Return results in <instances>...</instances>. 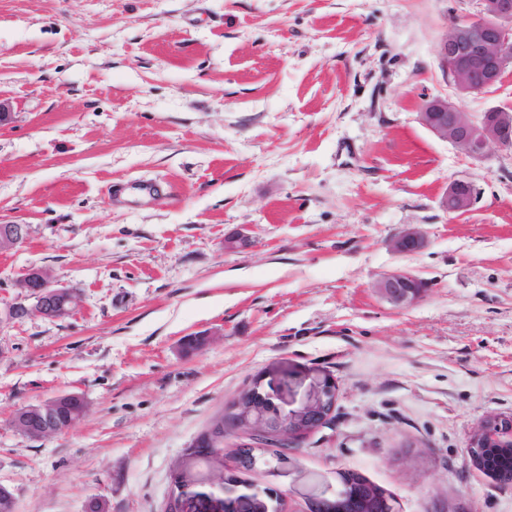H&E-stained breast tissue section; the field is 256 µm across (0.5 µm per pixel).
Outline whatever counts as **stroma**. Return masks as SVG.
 <instances>
[{"mask_svg":"<svg viewBox=\"0 0 512 512\" xmlns=\"http://www.w3.org/2000/svg\"><path fill=\"white\" fill-rule=\"evenodd\" d=\"M477 0H0V308L30 269L80 303L0 321V484L16 512H163L186 448L242 390L337 387L330 422L268 470L309 512L357 472L397 512H512L467 441L512 416V150L473 161L422 126L425 99L512 105V71L457 92L438 45ZM472 180L462 215L440 206ZM162 193L140 192L143 181ZM416 228L425 248L392 241ZM247 244L225 248L234 233ZM394 270L425 284L394 306ZM203 343L182 349L185 338ZM69 392L47 439L20 408ZM477 188L473 181L457 179L448 184L442 198V207L452 214L469 211L477 200ZM375 288L387 301L398 307L413 305L425 290L423 282L416 275L405 270L384 274L375 283Z\"/></svg>","mask_w":512,"mask_h":512,"instance_id":"35a3bbf8","label":"stroma"}]
</instances>
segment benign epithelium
<instances>
[{"label":"benign epithelium","instance_id":"obj_1","mask_svg":"<svg viewBox=\"0 0 512 512\" xmlns=\"http://www.w3.org/2000/svg\"><path fill=\"white\" fill-rule=\"evenodd\" d=\"M475 17L450 24L441 38L439 55L449 80L460 93L480 95L489 92L501 82L505 72L512 68V0H479ZM419 122L438 138L450 143L458 153L472 160L486 156L487 149L496 145L512 149V108L491 107L472 116L459 111L446 98L426 100ZM477 200L473 181L457 179L448 184L442 198V207L452 214L469 211ZM27 235L24 224H0V249L7 250ZM426 245L424 234L407 229L392 243L400 253L415 252ZM18 293L5 310V318L23 321L31 316L56 318L69 313L77 304V295L53 284L49 273L42 268L31 269L17 283ZM380 294L398 307L411 306L424 292L423 282L405 270L383 275L376 283ZM247 397L258 398L261 405L251 412V421L236 439L235 447L228 449L237 467L256 466L270 459L281 463L288 458V450L314 433L328 420L336 407V382L328 375L315 374L304 397L296 402L284 401L278 393H264L258 386L248 389ZM60 397H54L31 411L46 421V432L55 433L54 418ZM476 467L491 479L512 484V418L488 416L480 422L467 442ZM195 457L185 456L173 470L176 493L172 496L178 512H196V493L193 488L204 477L193 469ZM227 497L222 512H266L268 505L257 493L239 494L237 485L224 487ZM310 512H395L393 501L382 490L358 483L346 476L342 489L331 498H319Z\"/></svg>","mask_w":512,"mask_h":512}]
</instances>
